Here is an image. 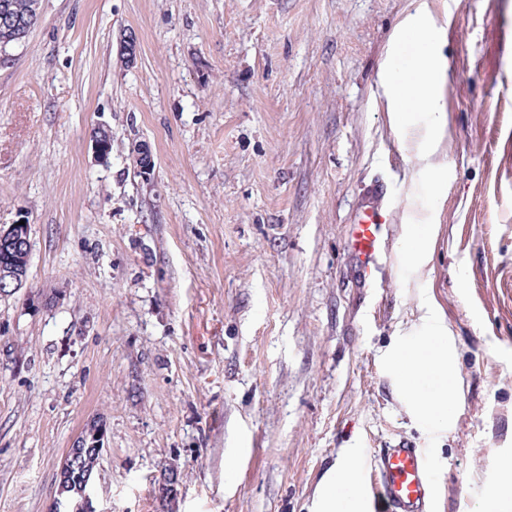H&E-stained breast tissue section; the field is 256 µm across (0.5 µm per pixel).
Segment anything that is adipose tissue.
Listing matches in <instances>:
<instances>
[{
    "mask_svg": "<svg viewBox=\"0 0 512 512\" xmlns=\"http://www.w3.org/2000/svg\"><path fill=\"white\" fill-rule=\"evenodd\" d=\"M444 74V59L438 47H426L413 68L411 79L394 86L389 94L391 105L401 113L418 108L431 116L426 132L429 142H438L446 125L441 106L440 83ZM403 374L411 382V399L422 412L439 422L450 414L448 398L453 393L457 378L444 335L425 337L405 349L397 357ZM433 376L429 387L418 385V378Z\"/></svg>",
    "mask_w": 512,
    "mask_h": 512,
    "instance_id": "ef3b65f1",
    "label": "adipose tissue"
}]
</instances>
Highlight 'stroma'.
<instances>
[{
	"label": "stroma",
	"mask_w": 512,
	"mask_h": 512,
	"mask_svg": "<svg viewBox=\"0 0 512 512\" xmlns=\"http://www.w3.org/2000/svg\"><path fill=\"white\" fill-rule=\"evenodd\" d=\"M422 5L446 59L438 193L415 159L428 112L399 129L381 81L418 59L419 39H392ZM375 180L390 255L362 288L345 240ZM21 220L29 277L0 297V512H50L94 417L97 512H312L330 475L363 481L401 439L432 461L433 512H477L499 484L512 0H41L0 52V225ZM429 309L458 378L444 425L392 370Z\"/></svg>",
	"instance_id": "1"
}]
</instances>
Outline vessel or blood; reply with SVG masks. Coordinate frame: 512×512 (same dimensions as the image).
<instances>
[{
	"label": "vessel or blood",
	"mask_w": 512,
	"mask_h": 512,
	"mask_svg": "<svg viewBox=\"0 0 512 512\" xmlns=\"http://www.w3.org/2000/svg\"><path fill=\"white\" fill-rule=\"evenodd\" d=\"M384 194L383 184L373 182L348 226L346 246L366 281L386 255ZM363 489L376 512H429L435 495L431 462L414 442L399 440L374 454Z\"/></svg>",
	"instance_id": "1"
}]
</instances>
